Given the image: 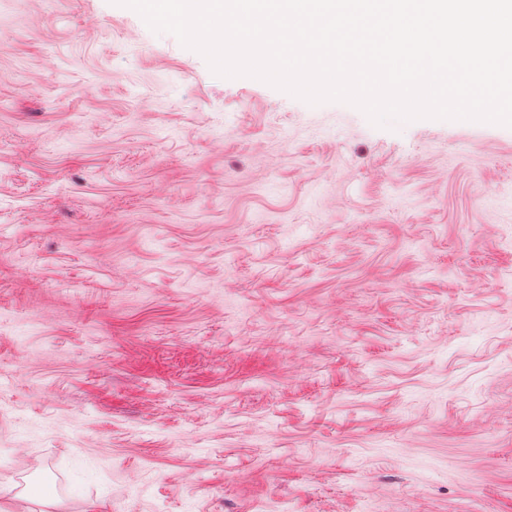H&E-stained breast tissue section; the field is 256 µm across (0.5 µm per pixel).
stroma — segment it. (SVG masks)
Instances as JSON below:
<instances>
[{"mask_svg": "<svg viewBox=\"0 0 512 512\" xmlns=\"http://www.w3.org/2000/svg\"><path fill=\"white\" fill-rule=\"evenodd\" d=\"M0 512H512V127L222 78L0 0Z\"/></svg>", "mask_w": 512, "mask_h": 512, "instance_id": "stroma-1", "label": "stroma"}]
</instances>
